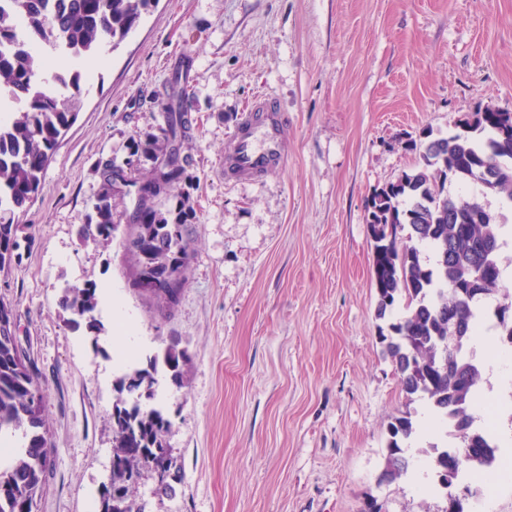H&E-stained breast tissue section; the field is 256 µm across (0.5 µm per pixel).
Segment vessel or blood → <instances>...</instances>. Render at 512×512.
<instances>
[{"mask_svg": "<svg viewBox=\"0 0 512 512\" xmlns=\"http://www.w3.org/2000/svg\"><path fill=\"white\" fill-rule=\"evenodd\" d=\"M288 162V122L270 97L255 100L238 123L224 153V180L256 183Z\"/></svg>", "mask_w": 512, "mask_h": 512, "instance_id": "obj_1", "label": "vessel or blood"}]
</instances>
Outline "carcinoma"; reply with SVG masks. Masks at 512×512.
<instances>
[{
	"instance_id": "cac0c4a2",
	"label": "carcinoma",
	"mask_w": 512,
	"mask_h": 512,
	"mask_svg": "<svg viewBox=\"0 0 512 512\" xmlns=\"http://www.w3.org/2000/svg\"><path fill=\"white\" fill-rule=\"evenodd\" d=\"M150 0H12L0 10V81L5 102L21 108L0 123V271L20 259L18 217L26 213L42 188L44 174L60 138L78 116L79 100L66 94L77 88L80 70L64 77L48 74L38 56L82 60L102 43L116 46L134 29ZM26 21L29 40L19 43L16 19ZM166 134L175 141L187 128L185 116H164ZM415 153L412 166L375 190L366 204V224L373 242L372 276L377 293L376 318L386 319L404 304L405 313L379 333L385 354L399 374L408 396L424 395L432 408L460 433V452L434 451L432 467L438 484L448 488L439 465L454 456L474 469L496 459L497 446L472 429L481 373L464 356V345L477 327L476 304L501 291L498 260L502 212L493 213L474 197L448 194V180L474 182L496 196L501 209L512 207V112L480 108L442 134L422 131L409 139ZM148 188L139 195V221L126 225L121 240L132 286L157 306L172 308L179 301L194 258L193 240L185 224H157L147 207ZM101 218L84 230L86 239L112 237L107 197L97 206ZM434 254L424 260L422 249ZM61 304L77 329L85 326L97 339L99 323L95 290L65 288ZM501 341L512 346V303L498 306ZM14 306L0 298V438H15L9 464L0 463V512H38V499L50 464L51 448L44 415V392L37 369L18 345L12 328ZM182 385L191 362L188 351L173 339L163 359L149 360L116 380L112 412V465L102 491L99 512H144L135 492L145 479H157L161 469L175 476L170 447L173 423L167 411L151 404L158 363ZM411 416L395 418L381 479L393 482L406 475L409 460L402 443L414 433ZM481 448L478 460L466 459V449Z\"/></svg>"
}]
</instances>
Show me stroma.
I'll use <instances>...</instances> for the list:
<instances>
[{
	"label": "stroma",
	"mask_w": 512,
	"mask_h": 512,
	"mask_svg": "<svg viewBox=\"0 0 512 512\" xmlns=\"http://www.w3.org/2000/svg\"><path fill=\"white\" fill-rule=\"evenodd\" d=\"M77 120L21 216L22 259L0 273L45 393L51 465L38 512H88L112 460L116 379L171 338L192 362L158 373L182 481H153L145 512H445L427 468L434 433L379 482L388 426L427 409L406 395L378 340L365 204L414 162L408 137L448 132L485 106L512 112V0H153L104 44ZM288 116L285 169L252 185L219 168L259 94ZM187 113L184 171L148 204L190 228L195 256L172 310L135 290L111 221L134 223L126 183L153 184L170 150L165 112ZM95 289L98 339L67 325L63 287ZM131 330L117 355L115 322ZM108 194L104 195L98 206L97 212L101 218L99 224H89L84 230V236L87 240L96 241L98 238L109 239L114 231V224H110V212L107 204Z\"/></svg>",
	"instance_id": "obj_1"
}]
</instances>
